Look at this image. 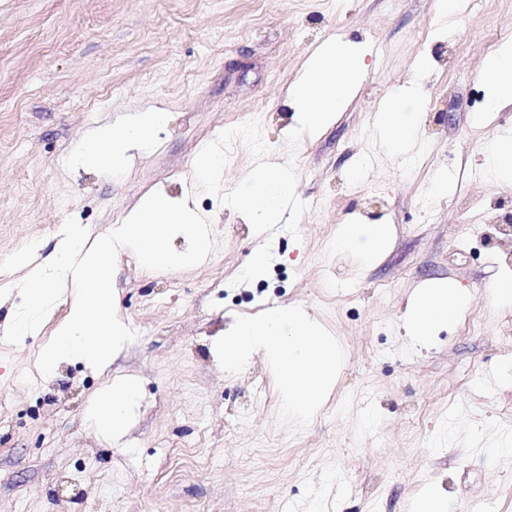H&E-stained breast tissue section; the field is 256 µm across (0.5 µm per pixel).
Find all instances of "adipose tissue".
Instances as JSON below:
<instances>
[{"label":"adipose tissue","mask_w":512,"mask_h":512,"mask_svg":"<svg viewBox=\"0 0 512 512\" xmlns=\"http://www.w3.org/2000/svg\"><path fill=\"white\" fill-rule=\"evenodd\" d=\"M490 110L512 103V42L503 44L489 56L480 73ZM412 95L396 90L382 125V138L390 154L407 155L417 136ZM168 120L167 112L147 108L129 115L122 122L102 127L86 140L81 160L99 166L118 167L132 162L138 152L150 146L155 130ZM387 238L384 226L346 225L336 238V247L346 252L378 254ZM466 295L461 290L422 288L412 299L406 319V332L418 345H426L438 324L453 321ZM259 350L271 356L278 387L287 401L288 415L304 421L310 418L332 393L341 362L335 340L321 325L295 307L278 306L259 318H240L224 338V368L233 371ZM137 390L128 382L115 381L94 401L99 430L123 433L129 415L138 404Z\"/></svg>","instance_id":"obj_1"}]
</instances>
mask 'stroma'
<instances>
[{
  "label": "stroma",
  "mask_w": 512,
  "mask_h": 512,
  "mask_svg": "<svg viewBox=\"0 0 512 512\" xmlns=\"http://www.w3.org/2000/svg\"><path fill=\"white\" fill-rule=\"evenodd\" d=\"M436 0H0V256L31 240L49 255L66 218L108 232L147 195L189 199L211 222L197 266L142 268L120 250L119 320L135 337L105 371L65 359L33 369L69 313L16 345L0 340V512H411L436 484L450 512H512V276L496 226L512 223V183L472 178L482 142L512 134V104L483 109L479 72L492 39H512V0L438 20ZM339 38L365 46L364 78L323 130L303 137L300 238L277 230L265 278L237 276L263 243L248 220L199 192L194 159L218 133L256 119L284 163L287 97L310 53ZM419 103L413 165L384 151L378 114L398 87ZM169 114L128 168L78 162L89 133L128 113ZM363 168L353 177V168ZM454 182L432 212L437 172ZM471 235L459 236L463 224ZM345 224H380L376 258L334 250ZM463 289L482 328L439 327L427 346L404 330L414 291ZM296 305L343 355L336 386L305 425L284 418L264 352L225 371L216 348L239 317ZM134 380L123 436L88 409L103 385ZM373 413L364 425V413Z\"/></svg>",
  "instance_id": "35a3bbf8"
}]
</instances>
